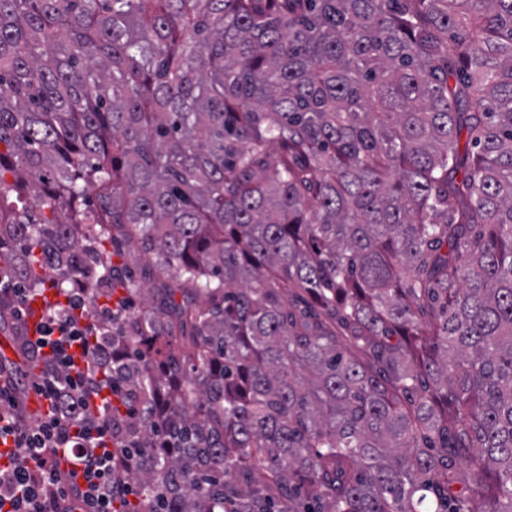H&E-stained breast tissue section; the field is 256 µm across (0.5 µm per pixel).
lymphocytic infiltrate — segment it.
<instances>
[{
    "instance_id": "lymphocytic-infiltrate-1",
    "label": "lymphocytic infiltrate",
    "mask_w": 512,
    "mask_h": 512,
    "mask_svg": "<svg viewBox=\"0 0 512 512\" xmlns=\"http://www.w3.org/2000/svg\"><path fill=\"white\" fill-rule=\"evenodd\" d=\"M0 297L39 373L32 382L49 404L28 422L17 408L18 384L0 383V512H117L137 488L115 461L138 442L123 427L131 410L108 374L110 350L97 341L98 322L128 309L105 301L89 314L83 289L22 288L0 267Z\"/></svg>"
}]
</instances>
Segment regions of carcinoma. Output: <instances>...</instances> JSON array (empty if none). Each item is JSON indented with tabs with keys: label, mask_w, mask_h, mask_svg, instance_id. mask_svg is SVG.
<instances>
[{
	"label": "carcinoma",
	"mask_w": 512,
	"mask_h": 512,
	"mask_svg": "<svg viewBox=\"0 0 512 512\" xmlns=\"http://www.w3.org/2000/svg\"><path fill=\"white\" fill-rule=\"evenodd\" d=\"M1 245L141 295L127 512H512V0H0ZM156 258L145 252L137 241H131L121 248L114 249L112 263L119 267H127L136 273V278L144 281V288H153L156 283L158 272L153 273L149 281L148 274L155 265ZM145 278V279H144Z\"/></svg>",
	"instance_id": "obj_1"
}]
</instances>
